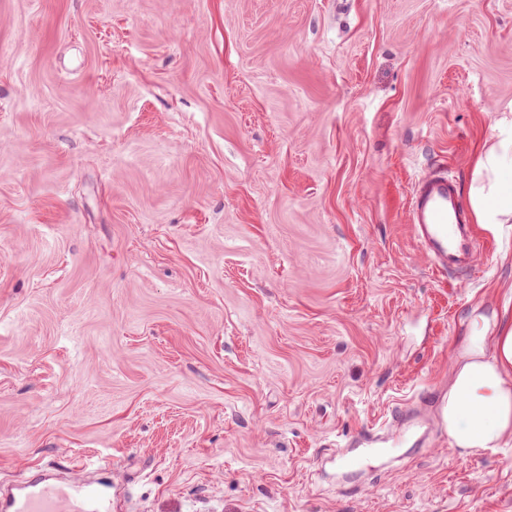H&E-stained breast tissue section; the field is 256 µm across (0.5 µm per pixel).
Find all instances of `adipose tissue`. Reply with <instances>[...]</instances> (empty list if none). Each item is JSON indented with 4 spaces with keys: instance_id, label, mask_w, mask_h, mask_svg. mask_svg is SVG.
Here are the masks:
<instances>
[{
    "instance_id": "1",
    "label": "adipose tissue",
    "mask_w": 512,
    "mask_h": 512,
    "mask_svg": "<svg viewBox=\"0 0 512 512\" xmlns=\"http://www.w3.org/2000/svg\"><path fill=\"white\" fill-rule=\"evenodd\" d=\"M493 131L473 164L468 196L475 223L497 234L512 222V113H502ZM439 398L443 428L460 454L512 445V314L494 333L474 330Z\"/></svg>"
}]
</instances>
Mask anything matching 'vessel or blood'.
Wrapping results in <instances>:
<instances>
[{"label":"vessel or blood","mask_w":512,"mask_h":512,"mask_svg":"<svg viewBox=\"0 0 512 512\" xmlns=\"http://www.w3.org/2000/svg\"><path fill=\"white\" fill-rule=\"evenodd\" d=\"M409 220L415 238L443 272L471 265L479 240L456 180L439 171L421 178ZM0 512H112L107 484L65 482L39 471L0 489Z\"/></svg>","instance_id":"obj_1"}]
</instances>
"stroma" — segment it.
Here are the masks:
<instances>
[{"mask_svg": "<svg viewBox=\"0 0 512 512\" xmlns=\"http://www.w3.org/2000/svg\"><path fill=\"white\" fill-rule=\"evenodd\" d=\"M512 103V0H0V485L112 512H512L431 407L512 298V228L433 271ZM424 447L337 467L348 441ZM409 220L415 238L439 271L447 273L476 259L479 240L457 182L447 170L418 181ZM1 512H112L110 486L65 482L38 471L0 489Z\"/></svg>", "mask_w": 512, "mask_h": 512, "instance_id": "1", "label": "stroma"}]
</instances>
